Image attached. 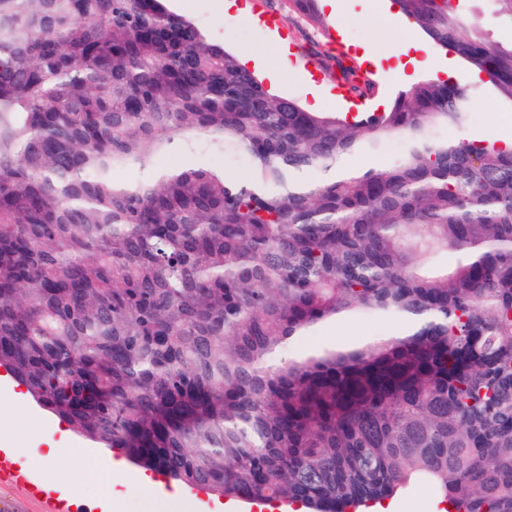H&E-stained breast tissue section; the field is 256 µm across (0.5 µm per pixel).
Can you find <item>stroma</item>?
Masks as SVG:
<instances>
[{
  "mask_svg": "<svg viewBox=\"0 0 512 512\" xmlns=\"http://www.w3.org/2000/svg\"><path fill=\"white\" fill-rule=\"evenodd\" d=\"M224 0H168L170 10L186 16L210 39L223 43L231 54L249 53L258 58L263 67L276 66L278 62L277 40L287 41L291 59L298 72L311 73L317 89L328 97L329 111L354 113L360 110L357 99L344 95L339 87L335 70L321 66L315 51L324 49L332 54L355 59V45H371L378 53L394 50L404 29L403 16L383 22L373 18H355L350 21L344 38L334 37L331 29L314 27L306 20L287 23L284 31L268 28L264 17L275 15L271 0H249L252 17L248 20L228 21L223 15ZM472 108L465 126H445L440 136L451 141L462 138H483L489 130L504 127L506 119H512V102L504 99L488 83L480 81L469 86ZM402 330L401 320L394 317L357 318L319 328L305 339V346L324 344H346L368 336H393ZM13 381L0 369V468L9 467L10 473L0 478V512H46V496H72L76 512H94L104 490L100 479L90 480L69 488L68 492L47 489L44 481L23 480L19 477V466L7 454L8 445L28 449L30 456L42 451L41 444L27 440L30 423H37L45 437L60 435L59 419L44 411L34 402L18 406L14 397ZM69 448L64 454L60 468L62 472L81 469H104L110 461L108 449L70 435Z\"/></svg>",
  "mask_w": 512,
  "mask_h": 512,
  "instance_id": "1",
  "label": "stroma"
}]
</instances>
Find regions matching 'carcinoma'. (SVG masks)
<instances>
[{
    "label": "carcinoma",
    "instance_id": "carcinoma-1",
    "mask_svg": "<svg viewBox=\"0 0 512 512\" xmlns=\"http://www.w3.org/2000/svg\"><path fill=\"white\" fill-rule=\"evenodd\" d=\"M396 3L512 102V40L462 0ZM470 105L424 78L387 111L308 112L164 0H0V368L218 499L365 512L425 484L445 512H512V149L434 136ZM392 136L398 162L344 165ZM227 145L246 177L155 166ZM389 314L405 332L292 351Z\"/></svg>",
    "mask_w": 512,
    "mask_h": 512
}]
</instances>
